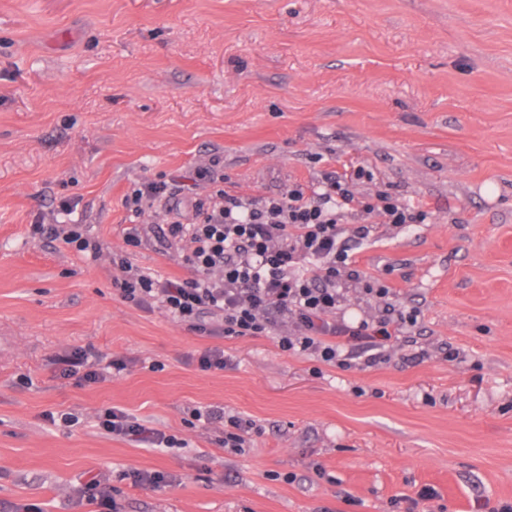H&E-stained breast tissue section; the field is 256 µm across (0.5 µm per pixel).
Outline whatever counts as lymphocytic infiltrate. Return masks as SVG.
<instances>
[{"label": "lymphocytic infiltrate", "mask_w": 512, "mask_h": 512, "mask_svg": "<svg viewBox=\"0 0 512 512\" xmlns=\"http://www.w3.org/2000/svg\"><path fill=\"white\" fill-rule=\"evenodd\" d=\"M195 183L146 179L125 196V208L137 219L125 233L126 244L140 245L144 234H153L159 253L177 250L189 271L185 277H155L134 268L126 256L113 257L122 272L114 284L125 301L147 312L163 309L206 336H265L281 325V351L339 367L346 366L350 349L369 350L365 364L375 366L379 348L402 327L416 325V310L393 307L375 320H335L347 284L372 298L392 291L358 266L341 237L350 218L357 222L355 236L363 239L373 222L421 224L427 211L386 191L375 201H359L351 184L333 171L281 194L242 196L220 188L197 198ZM181 194L191 198V221L174 211L167 223H141L150 203ZM100 425L138 445H179L174 436L116 408L104 412Z\"/></svg>", "instance_id": "f902f5d3"}]
</instances>
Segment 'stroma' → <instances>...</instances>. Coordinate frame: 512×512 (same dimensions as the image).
<instances>
[{
	"label": "stroma",
	"mask_w": 512,
	"mask_h": 512,
	"mask_svg": "<svg viewBox=\"0 0 512 512\" xmlns=\"http://www.w3.org/2000/svg\"><path fill=\"white\" fill-rule=\"evenodd\" d=\"M201 167L241 195L334 171L422 205L348 241L416 326L343 370L124 301L125 195ZM41 222L81 225L100 258ZM208 347L229 367L199 371ZM77 349L127 367L61 376ZM216 406L260 426L243 453L191 415ZM113 407L183 447L113 437ZM93 475L119 512L512 503V0H0V512H95Z\"/></svg>",
	"instance_id": "stroma-1"
}]
</instances>
